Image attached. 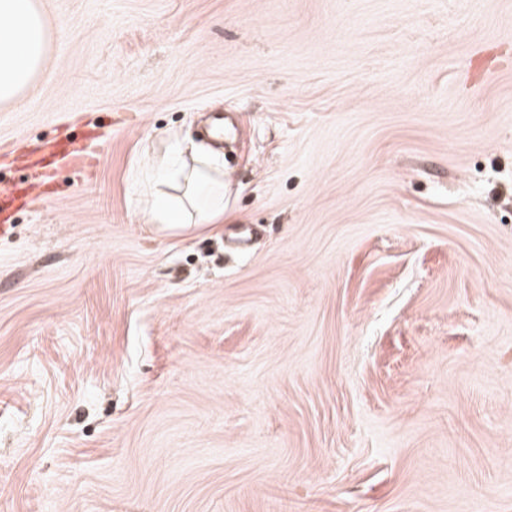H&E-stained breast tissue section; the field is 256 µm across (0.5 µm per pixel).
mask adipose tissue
Listing matches in <instances>:
<instances>
[{
    "instance_id": "ef3b65f1",
    "label": "adipose tissue",
    "mask_w": 512,
    "mask_h": 512,
    "mask_svg": "<svg viewBox=\"0 0 512 512\" xmlns=\"http://www.w3.org/2000/svg\"><path fill=\"white\" fill-rule=\"evenodd\" d=\"M47 28L35 0H0V103L18 100L41 67ZM154 192L142 221L172 229L224 221V163L205 145L176 140L150 160Z\"/></svg>"
}]
</instances>
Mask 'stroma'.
<instances>
[{
    "instance_id": "obj_1",
    "label": "stroma",
    "mask_w": 512,
    "mask_h": 512,
    "mask_svg": "<svg viewBox=\"0 0 512 512\" xmlns=\"http://www.w3.org/2000/svg\"><path fill=\"white\" fill-rule=\"evenodd\" d=\"M36 2L0 146L105 138L0 239V512H512V0ZM175 152L155 155L150 164L154 192L141 209L142 223L174 229L180 224H220L224 221V160L205 145L173 135ZM187 154L191 166L180 156ZM167 189L182 191L172 194Z\"/></svg>"
}]
</instances>
